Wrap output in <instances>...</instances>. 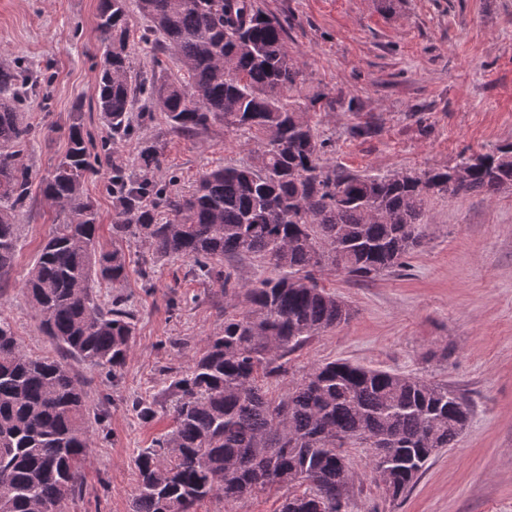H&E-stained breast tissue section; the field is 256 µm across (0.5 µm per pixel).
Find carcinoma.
I'll return each mask as SVG.
<instances>
[{"label": "carcinoma", "instance_id": "obj_1", "mask_svg": "<svg viewBox=\"0 0 512 512\" xmlns=\"http://www.w3.org/2000/svg\"><path fill=\"white\" fill-rule=\"evenodd\" d=\"M148 21L141 39L177 57L183 78L133 74L129 4ZM101 62L94 106L109 130L96 145L73 114L67 149L41 182L46 206L63 216L30 268L24 289L63 354L117 375L135 336V314L119 295L98 294L128 277L126 255L98 239L99 213L85 189L106 167L118 198L112 237L139 238L157 257L183 258L231 305L224 330L207 337L184 372L171 373L173 430L135 459L133 512H195L208 496L233 504L288 487L279 512H352L357 473L347 450L370 452L387 500L406 496L432 456L453 447L470 415L467 398L432 382L346 360L319 363L278 398L288 356L351 318L319 287L326 265L363 281L402 266L423 245L431 195L448 189L450 169L358 175L336 170L300 108L286 103L303 83L285 47L286 30L259 0H100ZM40 75L0 61V274L19 246L20 215L33 199L27 147L34 126L22 109ZM161 112L169 135L198 138L221 123L256 144L249 166L202 174L191 193L150 179L158 143L141 144L134 164L112 152ZM462 192L512 188V143L461 156ZM138 174L132 173V168ZM253 255L272 277L239 284L226 258ZM86 393L63 359L26 351L0 314V512H67L83 487L91 448Z\"/></svg>", "mask_w": 512, "mask_h": 512}]
</instances>
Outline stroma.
<instances>
[{
	"mask_svg": "<svg viewBox=\"0 0 512 512\" xmlns=\"http://www.w3.org/2000/svg\"><path fill=\"white\" fill-rule=\"evenodd\" d=\"M284 25L289 53L305 82L296 94L307 106L327 157L336 168L374 175L424 173L455 165L512 142V0H259ZM98 0H0V56L24 60L50 77L48 98L26 106L36 127L28 162L45 177L67 148V127L81 112L93 139L108 131L89 111L101 59L95 27ZM147 23L131 17L130 60L135 71L154 64L171 75L175 56L153 57L141 40ZM322 101L310 105L313 95ZM371 126L366 137L354 136ZM165 119L148 125L114 149L134 159L141 142L161 138L160 181L191 190L206 171L251 163L255 145L214 124L197 139L166 135ZM108 175L99 171L86 189L99 211L100 241L119 245L129 261L117 285L137 315V331L118 375L68 358L87 393L93 445L83 490L68 512H131L137 493L135 459L170 430L175 398L166 394L169 369L187 370L208 336L224 328V297L183 259L157 258L147 245L112 238ZM41 200L20 218L19 250L0 277V314L16 325L24 347L57 355L39 327L23 284L54 224ZM424 245L402 267L372 282L323 269L320 286L346 302L352 317L312 337L293 353L281 395L312 366L344 359L373 368L444 382L471 403L456 445L441 449L407 497L385 500L365 472L368 453L349 451L363 473L354 485V512H512V191L430 197ZM152 265L153 287L138 274ZM447 358H429V351ZM157 396L156 416L141 419L132 399Z\"/></svg>",
	"mask_w": 512,
	"mask_h": 512,
	"instance_id": "35a3bbf8",
	"label": "stroma"
}]
</instances>
